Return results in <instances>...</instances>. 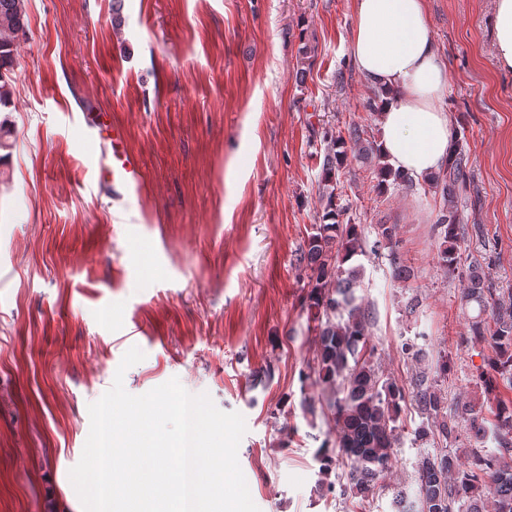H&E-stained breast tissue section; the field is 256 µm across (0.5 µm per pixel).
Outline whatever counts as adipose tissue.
<instances>
[{
    "instance_id": "1",
    "label": "adipose tissue",
    "mask_w": 512,
    "mask_h": 512,
    "mask_svg": "<svg viewBox=\"0 0 512 512\" xmlns=\"http://www.w3.org/2000/svg\"><path fill=\"white\" fill-rule=\"evenodd\" d=\"M493 27L497 66L512 74V0H495ZM349 50L363 78L391 91L380 111V144L394 168L415 177L439 171L452 144L441 105L449 73L425 0H353Z\"/></svg>"
}]
</instances>
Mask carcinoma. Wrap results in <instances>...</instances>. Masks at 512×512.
Listing matches in <instances>:
<instances>
[{
    "mask_svg": "<svg viewBox=\"0 0 512 512\" xmlns=\"http://www.w3.org/2000/svg\"><path fill=\"white\" fill-rule=\"evenodd\" d=\"M24 13V0H0V108L12 104V74L18 66L15 41L23 32ZM363 134L358 124L349 126L345 137L326 134L319 179V193L325 201L321 223L315 225L306 248L296 258L310 271L308 307L319 322L318 347L307 367L328 388L323 406L336 431L334 449L322 446L318 461L327 471L337 462L335 455H340L346 479L341 495L362 500L391 473L401 402L411 399L426 419L414 431L415 440L436 435L446 441L455 432V425L444 416L445 401L438 388V378L448 375V361H442L434 374H416L409 391L385 377L378 363V347L368 331V314L356 295L359 266L351 261L365 253L367 241L361 226L341 221L336 208L338 174L347 165L348 153L362 162H375L381 191L390 183L413 185L412 176L394 169L380 144L364 139ZM465 167V154L457 147L448 166L426 179L442 203L437 225L447 247L438 260L448 273L457 270L460 219L456 200L467 191ZM375 233L374 247L391 249L396 244L397 225L379 224ZM465 281L461 302L477 307V315L471 318L470 342H484L491 348L478 380L494 394L501 384L512 387V306L505 309L494 301V289L480 267H469ZM461 417L476 439L489 438L495 448H474L466 462L446 453L420 457L417 512H512V404L498 402L488 417L464 404Z\"/></svg>",
    "mask_w": 512,
    "mask_h": 512,
    "instance_id": "1",
    "label": "carcinoma"
}]
</instances>
